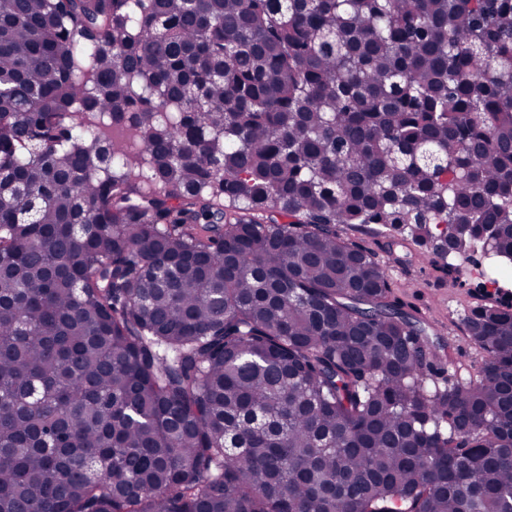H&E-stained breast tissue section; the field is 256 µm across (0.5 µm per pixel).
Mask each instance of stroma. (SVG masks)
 <instances>
[{
    "label": "stroma",
    "instance_id": "1",
    "mask_svg": "<svg viewBox=\"0 0 512 512\" xmlns=\"http://www.w3.org/2000/svg\"><path fill=\"white\" fill-rule=\"evenodd\" d=\"M337 231L346 241L372 251L387 266L392 279V300L424 323L431 342L450 344L452 369L459 377L476 378L484 355L463 335L460 320L483 301L481 282L473 267L487 265L484 252L472 253L448 272L433 255L401 237L343 225Z\"/></svg>",
    "mask_w": 512,
    "mask_h": 512
}]
</instances>
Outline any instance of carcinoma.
<instances>
[{"instance_id": "cac0c4a2", "label": "carcinoma", "mask_w": 512, "mask_h": 512, "mask_svg": "<svg viewBox=\"0 0 512 512\" xmlns=\"http://www.w3.org/2000/svg\"><path fill=\"white\" fill-rule=\"evenodd\" d=\"M0 512H512V0H0ZM343 225H336L343 239L372 251L389 269L391 299L424 323L431 342L447 345L449 342L453 358L451 372L464 379H475L480 374L484 354L463 335L460 320L483 302L479 289L482 283L472 264L488 266L484 252L479 250L469 259L456 260L457 269L448 274L433 255L400 236Z\"/></svg>"}]
</instances>
